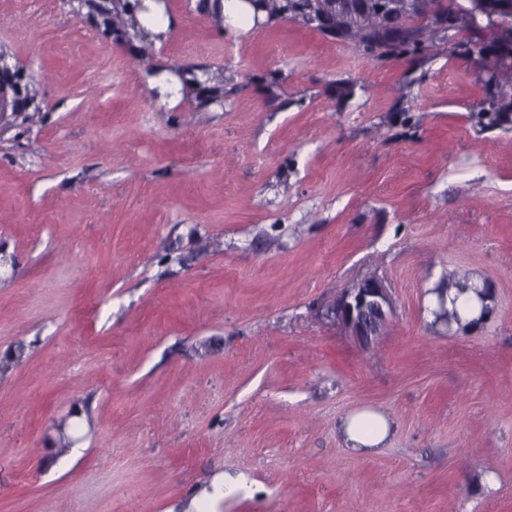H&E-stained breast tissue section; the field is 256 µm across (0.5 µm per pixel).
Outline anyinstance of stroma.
<instances>
[{"label":"stroma","mask_w":512,"mask_h":512,"mask_svg":"<svg viewBox=\"0 0 512 512\" xmlns=\"http://www.w3.org/2000/svg\"><path fill=\"white\" fill-rule=\"evenodd\" d=\"M134 6L0 0V512H512V27L425 0L376 59L222 0L130 41ZM451 275L496 307L447 336ZM391 308L387 288L378 280H367L347 288L338 301L337 314L356 336L367 340L375 336L386 309ZM461 284H467V282H462V280H451V281H443L436 285L434 289H430L429 291L432 293L438 294V306H437V299L436 296L432 293H429L426 295L425 299V307H426V313L428 316L433 319V316L431 314L432 310H434V320L431 322L432 326L434 327H447L448 319L453 320V322H459V318L457 315V311L455 309H452V311H449V309L452 308V304L450 302L451 298L455 296L457 293V289L459 288V285ZM448 291V307L446 304L445 299V293ZM343 433L352 448L372 452L384 447L391 433V425L381 414L362 410L346 418Z\"/></svg>","instance_id":"obj_1"}]
</instances>
